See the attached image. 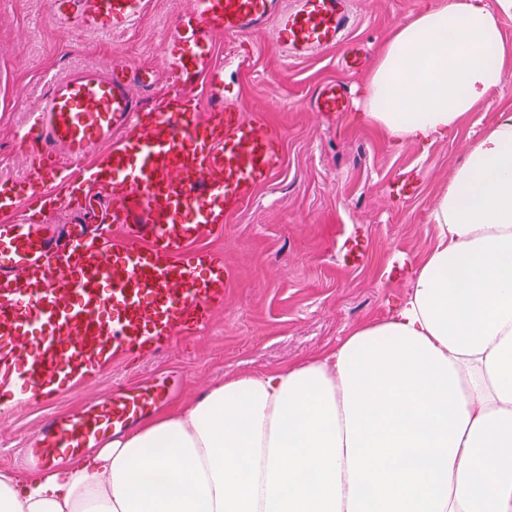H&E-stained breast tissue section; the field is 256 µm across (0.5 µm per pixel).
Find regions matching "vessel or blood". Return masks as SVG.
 <instances>
[{
	"label": "vessel or blood",
	"instance_id": "vessel-or-blood-1",
	"mask_svg": "<svg viewBox=\"0 0 512 512\" xmlns=\"http://www.w3.org/2000/svg\"><path fill=\"white\" fill-rule=\"evenodd\" d=\"M152 0H48L65 38L128 31ZM277 23L287 59L344 46L347 0H191L173 21L159 67L129 71L122 58L45 81L43 107L18 126L30 161L26 196L0 189V399L11 408L55 399L50 383L103 348L130 359L144 342L163 352L172 332L204 330L223 301L222 256L199 246L282 165L281 130L249 120L224 99L220 38L245 40ZM163 91L141 106L134 85ZM205 110L188 115L187 105ZM317 111H348L345 86L328 81ZM67 210V223L52 218ZM121 234H113V225ZM160 385L115 391L80 416L46 419L36 436L50 467L79 458L169 394Z\"/></svg>",
	"mask_w": 512,
	"mask_h": 512
}]
</instances>
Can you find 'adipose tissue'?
Here are the masks:
<instances>
[{"instance_id":"1","label":"adipose tissue","mask_w":512,"mask_h":512,"mask_svg":"<svg viewBox=\"0 0 512 512\" xmlns=\"http://www.w3.org/2000/svg\"><path fill=\"white\" fill-rule=\"evenodd\" d=\"M512 0H434L397 26L360 120L454 131L502 84ZM411 292L285 368L225 378L76 468L0 473V512H512V111L430 215Z\"/></svg>"}]
</instances>
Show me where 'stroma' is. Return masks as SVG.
I'll return each instance as SVG.
<instances>
[{
	"instance_id": "stroma-1",
	"label": "stroma",
	"mask_w": 512,
	"mask_h": 512,
	"mask_svg": "<svg viewBox=\"0 0 512 512\" xmlns=\"http://www.w3.org/2000/svg\"><path fill=\"white\" fill-rule=\"evenodd\" d=\"M47 0H0L9 19L0 24V98L16 95L0 112V180L22 182L27 160L14 130L37 111L47 76L95 67L108 69L114 56L132 67L157 65L170 20L185 0H155L133 29L112 36L89 33L64 38L45 20ZM430 0H354L358 24L353 40L366 65L349 72L341 49L312 60L288 61L272 31L224 43V96L238 100L247 118L277 124L283 164L224 226L203 243L221 252L228 277L224 302L215 306L199 335L175 331L164 353L129 360L106 359L97 373L66 387L62 398L28 407L0 421V472L32 478L37 459L29 446L47 412L77 414L117 384L130 388L173 385L157 411L190 407L225 377L291 365L335 346L351 328L384 317L411 290L408 275L390 278L391 259L425 254L433 245L430 213L439 189L458 166L468 143L512 109V50L502 61L500 90L479 102L448 137L429 146L392 144L357 118L371 67L396 26ZM328 80L346 85L352 105L333 119L318 112L313 96ZM416 175L411 197L392 195L398 173ZM362 236L365 258L344 267L341 241Z\"/></svg>"
}]
</instances>
